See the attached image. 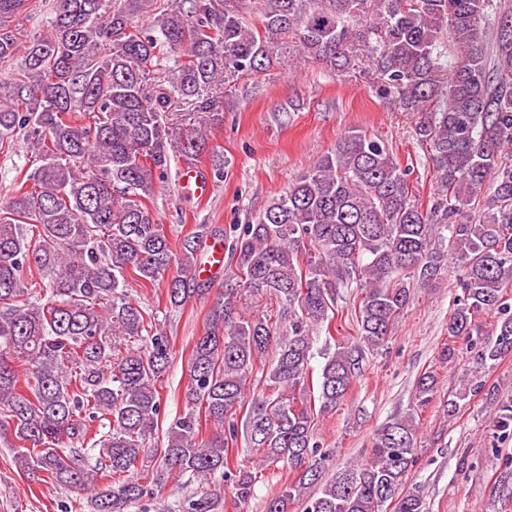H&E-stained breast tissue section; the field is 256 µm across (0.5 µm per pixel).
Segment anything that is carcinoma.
<instances>
[{
  "label": "carcinoma",
  "mask_w": 512,
  "mask_h": 512,
  "mask_svg": "<svg viewBox=\"0 0 512 512\" xmlns=\"http://www.w3.org/2000/svg\"><path fill=\"white\" fill-rule=\"evenodd\" d=\"M27 2L0 0V63L23 53L0 81V142L23 135L39 162L0 202V428H10L23 476L83 491L88 512H128L154 495L137 476L152 458L155 487L174 473L220 472L241 503L256 480L231 459L242 434L264 462L296 474L266 503L290 512L322 479L315 417L344 400L365 350L388 342L413 281L437 279L443 255L430 245L440 229L462 271L448 335L481 346L480 369L512 351V10L498 11L489 33L482 19L493 0H171L137 27L132 19L157 0H56L50 30L30 35L16 23ZM357 46L376 55L381 94L417 115L438 184L431 206L413 199L383 141L349 131L233 238L237 285L193 343L189 408L161 447L146 449L172 343L129 300L126 273L164 284L174 308L208 293L196 274L206 225L175 245L148 205L171 154L190 164L209 147L201 132L170 138L174 98L217 116L222 73L343 70ZM160 53L174 62L162 80L150 76ZM36 274L50 289L43 305L29 301ZM358 281L359 342L326 357L314 395L310 330L334 317L336 284ZM248 299L275 301L277 319ZM487 312L496 315L489 336L475 321ZM116 334L137 345L114 362ZM253 377L265 382L258 393ZM87 418L106 420L107 431L89 435ZM493 430L512 435V401ZM416 448L413 418L391 420L369 459L323 484L305 512H383L388 502L392 512H423L404 490ZM220 502L214 489L181 509L214 512Z\"/></svg>",
  "instance_id": "cac0c4a2"
}]
</instances>
